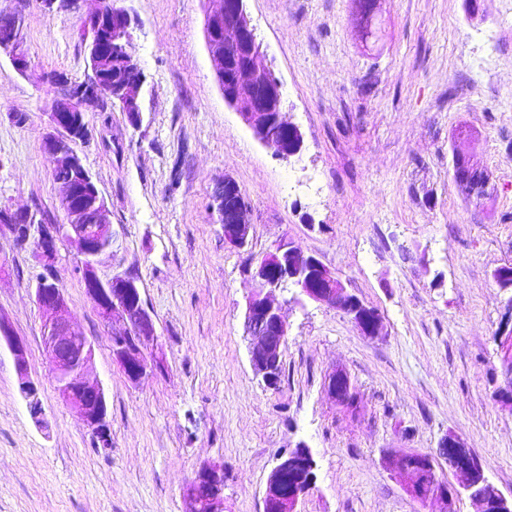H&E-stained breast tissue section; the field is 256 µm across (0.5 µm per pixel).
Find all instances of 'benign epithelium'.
<instances>
[{
  "label": "benign epithelium",
  "instance_id": "1",
  "mask_svg": "<svg viewBox=\"0 0 512 512\" xmlns=\"http://www.w3.org/2000/svg\"><path fill=\"white\" fill-rule=\"evenodd\" d=\"M213 7L205 17V42L213 72L224 102L233 108L256 139L282 159L297 155L303 146L300 129L288 122L283 112L282 83L276 76L256 29L246 12V0H211ZM25 16L10 13L6 21L7 34L0 37V55L9 58L22 75L30 69L23 49ZM91 75L80 84L65 79L52 80L57 92L48 112L54 132L46 137L44 148L53 157L55 178L65 212L63 224H45L31 211L15 213L18 224L5 228L21 245L34 246L44 276L37 280L35 302L45 317V345L53 365V379L61 401L74 409L87 429L95 436L110 437L107 421L108 407L102 383L91 375L94 346L70 322L65 294L54 279V263L58 243L64 239L77 243L84 260L82 278L87 294L99 315L110 328L113 361L129 382L136 384L164 366L162 353L146 355V342L154 339V320L144 305L140 288L132 278L115 275L102 280L96 263L112 246V224L101 192L92 174L84 166L75 149L83 140L80 126L81 104L89 99L103 98L98 78L102 63L115 57L123 61L120 75L113 82V96L132 121L140 120L142 77L131 52L130 18L119 8L117 23L112 25L110 43L95 40L88 44ZM454 182L470 196L481 199L491 190L490 174L462 142L454 152L452 163ZM218 223L224 229V241L238 249L245 248L250 239L251 225L245 214L247 203L238 184L224 179L215 194ZM256 284L246 300L245 332L252 339L249 350L254 372L269 387L275 386L276 369L282 360L288 338V324L275 303V293L288 287L299 295L340 309L352 317L366 336H379L384 323L379 312L350 292L320 258L304 254L287 239L280 240L272 250L250 269ZM496 341L504 376L496 396L512 407V302H506L498 327ZM11 352L19 376V391L31 417L43 416L40 385L30 378L23 342L0 318V346ZM327 393L347 409L357 408L356 394L349 376L332 373L326 383ZM299 453L288 452L278 459L270 472L263 496V512H297L300 500L308 492L305 472L314 469L308 448L298 446ZM462 477L461 489L450 486L439 476L441 463ZM383 465L405 477L406 493L422 505L440 503V512H456V500L465 491L480 505V512L493 503L498 512H512V501L490 484L483 463L466 447L461 438L448 435L439 442L436 453L386 452ZM185 496L190 512H224V465L201 467L187 484Z\"/></svg>",
  "mask_w": 512,
  "mask_h": 512
}]
</instances>
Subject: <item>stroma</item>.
<instances>
[{
    "instance_id": "1",
    "label": "stroma",
    "mask_w": 512,
    "mask_h": 512,
    "mask_svg": "<svg viewBox=\"0 0 512 512\" xmlns=\"http://www.w3.org/2000/svg\"><path fill=\"white\" fill-rule=\"evenodd\" d=\"M131 18L143 76L141 118L86 104L78 151L105 199L114 233L101 279L133 277L162 371L130 383L112 360L107 325L86 295L75 243L58 246L57 284L95 347L112 445H98L60 400L34 302L31 248L0 230V317L26 347L46 427L19 394L0 350V512H188L186 484L224 465V512H263L278 458L306 444L315 484L298 512H423L381 462L384 451H435L459 435L487 480L512 494V411L494 333L512 263V0H378L377 37L363 35L357 0H246L303 135L283 160L227 107L204 37L206 0H117ZM97 0L25 10L28 75L0 59V208L63 222L43 149L50 74L84 81L82 30ZM26 115L24 124L12 113ZM490 172L476 201L451 175L457 139ZM232 178L248 200L251 242L227 245L213 192ZM318 256L375 307L385 332L363 335L336 308L278 294L288 343L278 388L249 361V268L281 239ZM345 371L351 413L325 392Z\"/></svg>"
}]
</instances>
